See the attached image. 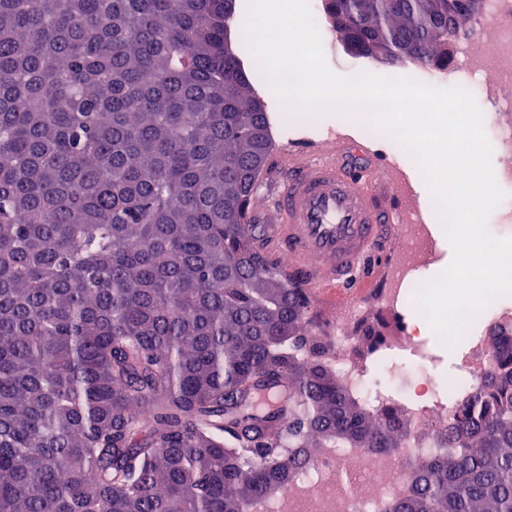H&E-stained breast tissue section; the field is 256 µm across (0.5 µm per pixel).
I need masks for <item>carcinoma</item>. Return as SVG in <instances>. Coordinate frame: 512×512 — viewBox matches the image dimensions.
I'll use <instances>...</instances> for the list:
<instances>
[{
	"mask_svg": "<svg viewBox=\"0 0 512 512\" xmlns=\"http://www.w3.org/2000/svg\"><path fill=\"white\" fill-rule=\"evenodd\" d=\"M324 0L389 66L448 63L483 0ZM237 0H0V512H249L320 448L398 452L299 344L246 222L272 140ZM389 512H512V333ZM288 381V422L255 391Z\"/></svg>",
	"mask_w": 512,
	"mask_h": 512,
	"instance_id": "1",
	"label": "carcinoma"
}]
</instances>
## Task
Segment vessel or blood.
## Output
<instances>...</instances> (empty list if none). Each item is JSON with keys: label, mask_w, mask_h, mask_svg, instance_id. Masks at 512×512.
Instances as JSON below:
<instances>
[{"label": "vessel or blood", "mask_w": 512, "mask_h": 512, "mask_svg": "<svg viewBox=\"0 0 512 512\" xmlns=\"http://www.w3.org/2000/svg\"><path fill=\"white\" fill-rule=\"evenodd\" d=\"M349 147L345 139L332 137L302 162L285 152L275 154L278 176L247 216L248 223L261 227V249L289 263L325 299L371 288L380 275L383 243L408 216L405 207L386 201L390 195L403 197L405 182L384 181L373 157L365 158L361 169H351Z\"/></svg>", "instance_id": "obj_1"}]
</instances>
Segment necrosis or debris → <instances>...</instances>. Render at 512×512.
<instances>
[{"label":"necrosis or debris","instance_id":"obj_1","mask_svg":"<svg viewBox=\"0 0 512 512\" xmlns=\"http://www.w3.org/2000/svg\"><path fill=\"white\" fill-rule=\"evenodd\" d=\"M447 66L431 69L432 77L477 87L492 121L500 162L494 174L500 187L512 185V0H485ZM431 251L428 240L400 252L391 267L389 285L377 297L379 307L396 321L371 338H363L366 310L351 297L328 326V361L350 391L370 408L396 404L411 421L400 452L361 448H325L303 467L280 500L257 502L252 512H379L384 501L400 498L409 483L404 459L434 450L432 435L447 431L453 406L476 387L492 354L477 326L507 323L512 313L493 302L466 333L461 369L450 383L435 376L439 357L426 337L399 315L420 283L418 272ZM382 381H372L373 373Z\"/></svg>","mask_w":512,"mask_h":512}]
</instances>
